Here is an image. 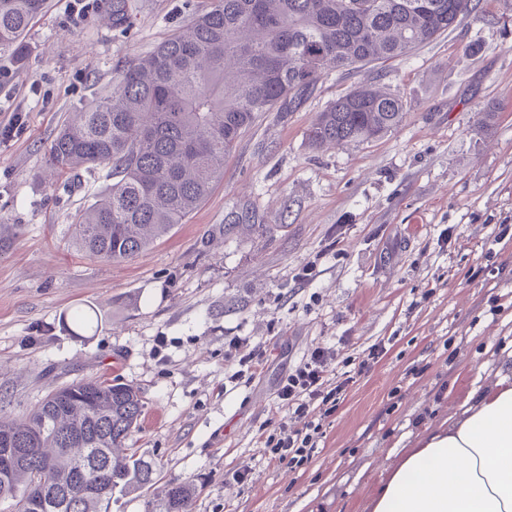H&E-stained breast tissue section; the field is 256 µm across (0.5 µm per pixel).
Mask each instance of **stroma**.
<instances>
[{"label":"stroma","mask_w":512,"mask_h":512,"mask_svg":"<svg viewBox=\"0 0 512 512\" xmlns=\"http://www.w3.org/2000/svg\"><path fill=\"white\" fill-rule=\"evenodd\" d=\"M210 0H127L114 25L47 0L22 61L0 85V410L19 415L52 389L90 377L138 388L146 402L128 440L155 463L152 484L112 512H146L173 483L195 488L192 512H370L382 473L470 393L512 367V242L495 257V225H512V8L478 0L406 58L325 74L291 112H268L224 159V179L166 236L132 259L90 257L75 216L107 185L106 168L58 176L56 132L120 70L182 30ZM374 84L407 105L383 137L322 148L306 132L354 88ZM491 112L490 122L480 120ZM253 211L260 224L225 229ZM447 246H439L443 229ZM341 240L343 253L327 254ZM317 261L310 283L296 272ZM97 315L76 328L73 312ZM267 338L269 365L226 382L229 337ZM385 354L350 388L314 458L268 466L275 389L316 346L358 364ZM252 468L244 493L224 475Z\"/></svg>","instance_id":"35a3bbf8"}]
</instances>
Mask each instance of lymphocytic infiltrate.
I'll return each mask as SVG.
<instances>
[{"label": "lymphocytic infiltrate", "mask_w": 512, "mask_h": 512, "mask_svg": "<svg viewBox=\"0 0 512 512\" xmlns=\"http://www.w3.org/2000/svg\"><path fill=\"white\" fill-rule=\"evenodd\" d=\"M335 348L318 346L289 368L276 389L281 418L275 433L263 437L268 465H302L312 459L323 436V423L333 416L356 378L337 373ZM268 362L264 342L251 336H234L224 352L226 366L245 368L250 374L264 370ZM297 418L301 427L289 426Z\"/></svg>", "instance_id": "1"}]
</instances>
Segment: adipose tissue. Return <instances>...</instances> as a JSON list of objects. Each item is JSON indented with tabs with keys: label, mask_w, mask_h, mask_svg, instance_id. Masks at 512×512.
<instances>
[{
	"label": "adipose tissue",
	"mask_w": 512,
	"mask_h": 512,
	"mask_svg": "<svg viewBox=\"0 0 512 512\" xmlns=\"http://www.w3.org/2000/svg\"><path fill=\"white\" fill-rule=\"evenodd\" d=\"M370 512H512V379L501 376L406 450Z\"/></svg>",
	"instance_id": "adipose-tissue-1"
}]
</instances>
